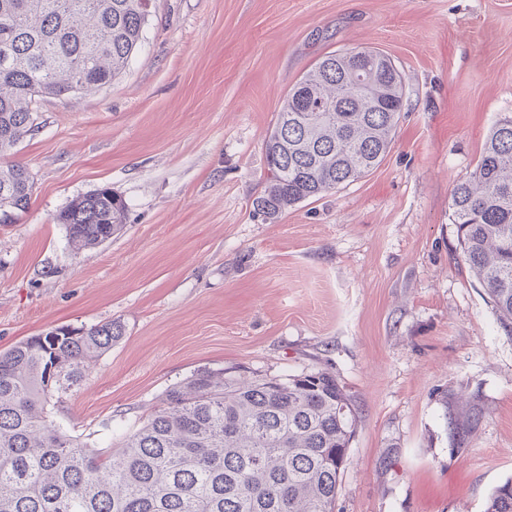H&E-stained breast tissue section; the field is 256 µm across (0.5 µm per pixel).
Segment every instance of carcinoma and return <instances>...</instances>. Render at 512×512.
I'll use <instances>...</instances> for the list:
<instances>
[{"label": "carcinoma", "mask_w": 512, "mask_h": 512, "mask_svg": "<svg viewBox=\"0 0 512 512\" xmlns=\"http://www.w3.org/2000/svg\"><path fill=\"white\" fill-rule=\"evenodd\" d=\"M150 0H0V155L34 130L33 104L112 84L139 50ZM385 53L325 56L289 89L265 141L254 209L288 208L353 182L390 150L407 97ZM26 168L0 170V223L29 207ZM463 257L512 330V116L494 123L470 180L451 192ZM126 204L109 187L56 217L80 248L112 238ZM124 335L117 321L60 327L0 352V512H333L358 429L351 396L314 371L248 379L200 371L103 452L56 428L46 406ZM485 512H512V478Z\"/></svg>", "instance_id": "obj_1"}]
</instances>
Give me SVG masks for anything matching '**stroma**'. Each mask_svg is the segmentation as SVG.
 I'll return each mask as SVG.
<instances>
[{"label": "stroma", "instance_id": "1", "mask_svg": "<svg viewBox=\"0 0 512 512\" xmlns=\"http://www.w3.org/2000/svg\"><path fill=\"white\" fill-rule=\"evenodd\" d=\"M386 52L407 110L385 160L277 220L252 201L288 90L325 55ZM512 116V0H152L140 51L99 91L45 98L0 166L28 168L0 224V351L111 320L50 422L92 448L204 370L328 371L359 413L334 512H485L512 477V332L450 207ZM109 186L126 219L75 248L57 214ZM482 417L457 433L463 404Z\"/></svg>", "mask_w": 512, "mask_h": 512}]
</instances>
